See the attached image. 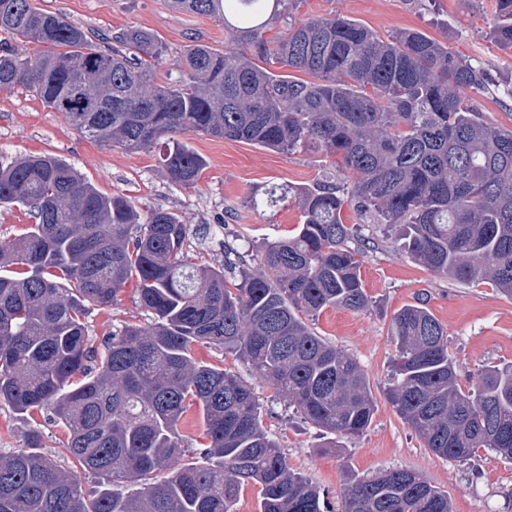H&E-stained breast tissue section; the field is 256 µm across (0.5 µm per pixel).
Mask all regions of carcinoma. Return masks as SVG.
<instances>
[{"instance_id":"cac0c4a2","label":"carcinoma","mask_w":512,"mask_h":512,"mask_svg":"<svg viewBox=\"0 0 512 512\" xmlns=\"http://www.w3.org/2000/svg\"><path fill=\"white\" fill-rule=\"evenodd\" d=\"M174 11L224 23L233 44L199 40L180 77L157 82L168 55L152 31L95 35L34 0H0V89L26 86L85 139L128 152L159 149L170 181L194 187L204 160L177 139L195 133L276 152L315 149L353 177L360 210L398 229L411 259L454 282L512 296V129L487 124L470 94L512 99L427 34L381 36L343 16L263 33L296 0H166ZM489 39L512 49V0H494ZM32 49L20 53L13 42ZM307 78H299L294 73ZM295 199L298 232L266 245L255 271L188 265L189 228L163 208L141 213L106 196L49 155L0 163V205L35 223L0 239V403L40 412L68 432L80 467L133 489L85 494L57 460L30 449L0 453V512H233L244 486L260 512H452L448 492L410 470L352 477L339 508L288 466L263 425L258 399L236 374L202 365L198 343L244 361L306 420L359 435L376 410L369 381L305 318L327 307H370L344 187H274L253 206ZM136 281L146 325L94 346L87 305H112ZM396 345L386 398L438 457L489 449L512 461V365L490 366L472 389L458 382L441 322L423 304L392 317ZM202 409L204 466L181 464L178 426ZM160 473L152 483L144 479Z\"/></svg>"}]
</instances>
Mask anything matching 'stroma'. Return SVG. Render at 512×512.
<instances>
[{"label":"stroma","mask_w":512,"mask_h":512,"mask_svg":"<svg viewBox=\"0 0 512 512\" xmlns=\"http://www.w3.org/2000/svg\"><path fill=\"white\" fill-rule=\"evenodd\" d=\"M36 4L95 31L111 34L127 26L154 31L168 47L161 70L165 80L179 77L184 49L192 40L219 50L232 42L231 33L215 18L173 11L165 0H36ZM333 15L358 20L383 36L418 30L461 55L494 62L498 74H512V53L487 37L493 22L492 0H300L291 20L299 23ZM180 140L205 160L193 188L171 183L157 152L130 153L97 145L83 139L24 86L0 90V162L50 153L75 167L100 192L125 194L140 212L164 208L192 228L221 225L223 247L204 248L197 239H190L186 258L192 264L217 266L231 261L258 268L266 243L294 233L300 210L291 200L257 210L251 205L252 196L274 185L305 190L322 180L342 177L335 158L314 150L288 154L193 133L181 135ZM342 219L358 228L351 245L362 253L361 278L372 304L358 313L328 308L307 322L319 336L351 355L366 374L377 410L363 434L342 438L341 449L330 448L318 428L222 348L195 345V359L233 371L251 385L262 406L263 423L289 466L309 476L330 501H338L346 473L364 475L403 467L446 491L453 512H512L511 462L484 450L465 462L437 457L423 447L385 396L396 356L389 325L398 309L425 300L447 332L448 352L456 363L460 385L471 388L486 367L512 364V297L485 285L473 287L439 278L397 251L387 225L361 223L353 202H346ZM149 320L130 285L112 306L90 307L87 317L89 334L98 342L125 324L144 325ZM33 431L40 437L43 454L68 465L67 434L61 425L37 414H17L0 404V452L25 447Z\"/></svg>","instance_id":"35a3bbf8"}]
</instances>
